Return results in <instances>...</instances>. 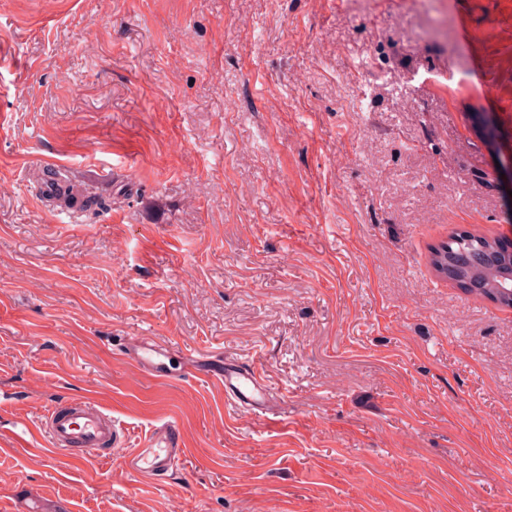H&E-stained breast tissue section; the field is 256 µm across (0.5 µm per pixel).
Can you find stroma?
Here are the masks:
<instances>
[{
	"mask_svg": "<svg viewBox=\"0 0 512 512\" xmlns=\"http://www.w3.org/2000/svg\"><path fill=\"white\" fill-rule=\"evenodd\" d=\"M487 80L507 0H0V512H512V309L429 265L512 238V131L452 103ZM46 168L111 210L47 206ZM130 336L259 368L277 413ZM74 396L132 448L176 422L182 464L22 433ZM123 356L151 377L166 379L165 359L179 354L171 343L154 338L132 337L122 350Z\"/></svg>",
	"mask_w": 512,
	"mask_h": 512,
	"instance_id": "obj_1",
	"label": "stroma"
}]
</instances>
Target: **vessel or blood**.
<instances>
[{
	"label": "vessel or blood",
	"mask_w": 512,
	"mask_h": 512,
	"mask_svg": "<svg viewBox=\"0 0 512 512\" xmlns=\"http://www.w3.org/2000/svg\"><path fill=\"white\" fill-rule=\"evenodd\" d=\"M175 353L170 343L142 337L130 338L122 350L130 363L159 379L166 378L165 361ZM210 375L223 383L224 394L233 405L256 414L275 410L274 391L254 367L227 360ZM27 432L47 437L52 453L59 456L77 449H123L126 470L154 481L163 480L186 454L180 429L173 422L153 426L138 447L126 448V432L110 410L85 397L75 398L63 409L49 408Z\"/></svg>",
	"instance_id": "b4317fda"
}]
</instances>
